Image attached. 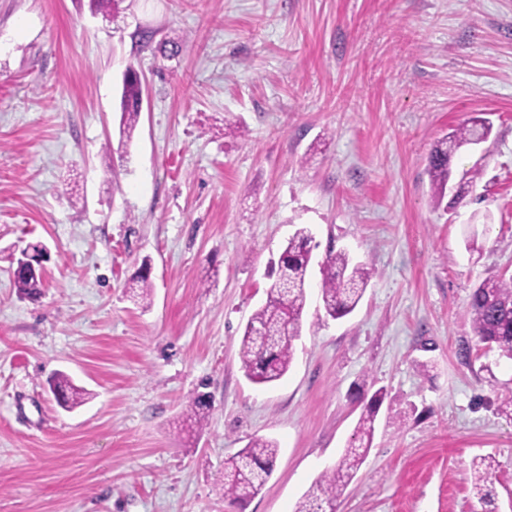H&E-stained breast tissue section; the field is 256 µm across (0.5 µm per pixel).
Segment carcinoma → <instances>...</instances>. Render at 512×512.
<instances>
[{
    "label": "carcinoma",
    "instance_id": "obj_1",
    "mask_svg": "<svg viewBox=\"0 0 512 512\" xmlns=\"http://www.w3.org/2000/svg\"><path fill=\"white\" fill-rule=\"evenodd\" d=\"M90 8L103 15L117 14L123 0H89ZM143 85L131 71L123 80L121 98L120 142L127 143L139 122ZM491 126L471 119L439 141L430 153L427 174L432 200L436 206L454 208L463 200L467 187L473 185L478 169L462 174L452 197H447L452 180V158L474 145L479 137L487 140ZM318 247L310 229L301 226L288 239L278 260L271 265L275 279L267 289L266 302L248 320L241 341L240 360L245 376L254 384L266 385L280 380L290 369L294 342L306 304L307 276ZM320 296L326 314L340 319L351 314L363 297L370 278L365 264L353 262L345 252H330L320 264ZM19 298H35L44 288L43 275L13 268ZM148 275L138 274L127 285L129 298L135 303L147 301L152 292ZM473 332L485 347L499 357L512 361V278H489L472 292L467 307ZM50 392L60 397L57 405L72 410L83 402L84 390L60 372L47 381ZM384 398L377 390L364 406L356 427L360 445L345 449L339 461L326 470L305 493L295 512H331L333 503L348 488L370 450L375 421ZM209 412L206 397H196L188 410V419L203 426ZM278 452L277 443L257 437L245 448L224 461V494L236 502L255 497L271 476ZM492 463L482 458L473 463L472 485L479 500L490 503L492 497Z\"/></svg>",
    "mask_w": 512,
    "mask_h": 512
}]
</instances>
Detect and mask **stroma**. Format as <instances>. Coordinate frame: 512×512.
I'll return each instance as SVG.
<instances>
[{"label":"stroma","mask_w":512,"mask_h":512,"mask_svg":"<svg viewBox=\"0 0 512 512\" xmlns=\"http://www.w3.org/2000/svg\"><path fill=\"white\" fill-rule=\"evenodd\" d=\"M177 37L186 51L164 54ZM130 67L144 94L123 147ZM472 118L491 134L455 156L480 176L450 212L428 156ZM303 225L316 261L344 251L371 278L335 320L312 269L290 370L259 386L243 330ZM34 243L45 288L22 299L12 266ZM146 259L145 308L125 287ZM498 277H512V0H124L111 23L88 0H0V512H294L352 438L357 384L386 396L336 512H482L480 456L512 512V362L466 313ZM58 371L84 405L56 404ZM255 437L278 456L241 507L224 461ZM472 485L479 500L483 503H492V463L486 462V458L474 461L472 468Z\"/></svg>","instance_id":"1"}]
</instances>
